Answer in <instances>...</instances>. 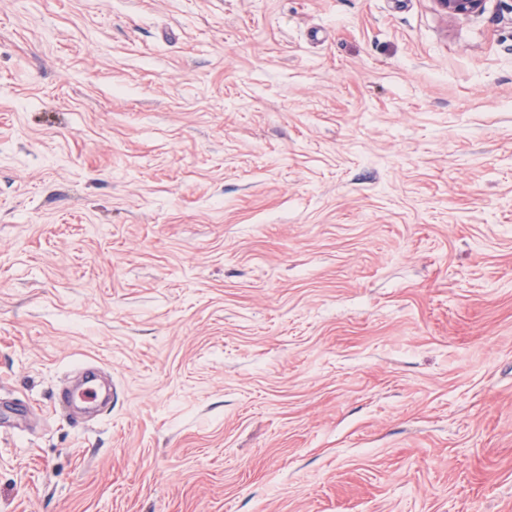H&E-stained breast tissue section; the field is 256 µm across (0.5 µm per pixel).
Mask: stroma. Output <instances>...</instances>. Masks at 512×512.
<instances>
[{
	"instance_id": "obj_1",
	"label": "stroma",
	"mask_w": 512,
	"mask_h": 512,
	"mask_svg": "<svg viewBox=\"0 0 512 512\" xmlns=\"http://www.w3.org/2000/svg\"><path fill=\"white\" fill-rule=\"evenodd\" d=\"M0 512H512V0H0ZM438 7L451 18H467L479 14L485 0H435Z\"/></svg>"
}]
</instances>
